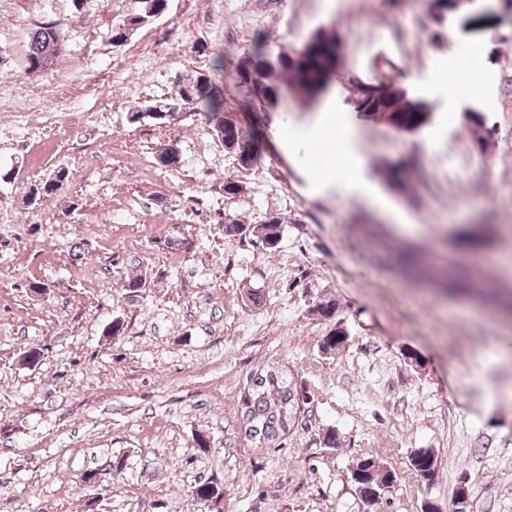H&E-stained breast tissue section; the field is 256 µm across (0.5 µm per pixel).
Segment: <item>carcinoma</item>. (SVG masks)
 Masks as SVG:
<instances>
[{
  "label": "carcinoma",
  "instance_id": "cac0c4a2",
  "mask_svg": "<svg viewBox=\"0 0 512 512\" xmlns=\"http://www.w3.org/2000/svg\"><path fill=\"white\" fill-rule=\"evenodd\" d=\"M166 0H139L137 12L122 26L113 30L112 41L120 43L128 34L163 13ZM425 11L430 15L437 28L430 33L433 41L444 33V21L458 16L468 20H484L477 0H455L448 7V0H423ZM342 52V42L337 35H329L319 29L312 33L298 49L281 51L273 56L263 48L246 52L230 64L216 59L217 66L224 69V77L239 90L247 103L254 109L279 101L282 86H288L298 95L316 99L325 90L338 55ZM62 53V39L56 24L45 23L30 35L27 62L29 70L38 72L50 68ZM353 86L352 104L355 111L366 117L378 116L388 127L398 133H410L427 125L431 121V108L424 99L409 94L395 77L385 72L377 79L356 74L351 77ZM184 104L200 109L204 124L224 146V150L235 155L243 170L255 167L260 161V149L252 130L244 125L237 115L224 113V87L216 79L207 76L194 85H187L178 78L177 97L153 106L162 113L156 117L150 112H136L130 121L152 120L160 124L168 123L179 116ZM472 140L480 153L487 148L486 120L483 113L470 111L465 113ZM383 175L387 185L402 193L409 191L408 170L397 169L391 165L383 166ZM283 220L278 216L270 217L263 224H241L235 218L224 219V235L245 237L250 235L261 240L268 248L275 247L280 240ZM348 336L335 331L324 337L322 348L334 352L343 348ZM309 391L297 384L287 371L279 368H267L253 375L250 385L243 393L238 407L241 428L247 438L256 446L268 448L283 444L291 426L295 424V415L301 406L310 403L306 399ZM410 466L418 481L430 484L436 473V458L429 448L415 451L410 458ZM362 503L369 509L375 508L385 493L397 481V474L389 466L373 455L359 459L350 473ZM191 501L210 512L215 509L224 496V486L220 481L200 483L190 492Z\"/></svg>",
  "mask_w": 512,
  "mask_h": 512
}]
</instances>
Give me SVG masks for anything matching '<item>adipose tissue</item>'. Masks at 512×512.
Returning <instances> with one entry per match:
<instances>
[{
    "mask_svg": "<svg viewBox=\"0 0 512 512\" xmlns=\"http://www.w3.org/2000/svg\"><path fill=\"white\" fill-rule=\"evenodd\" d=\"M319 127L324 130L327 138L323 149L310 158V167L315 177L324 183L341 180L351 185L365 181L363 161L351 146V128L332 110L322 113Z\"/></svg>",
    "mask_w": 512,
    "mask_h": 512,
    "instance_id": "obj_1",
    "label": "adipose tissue"
}]
</instances>
